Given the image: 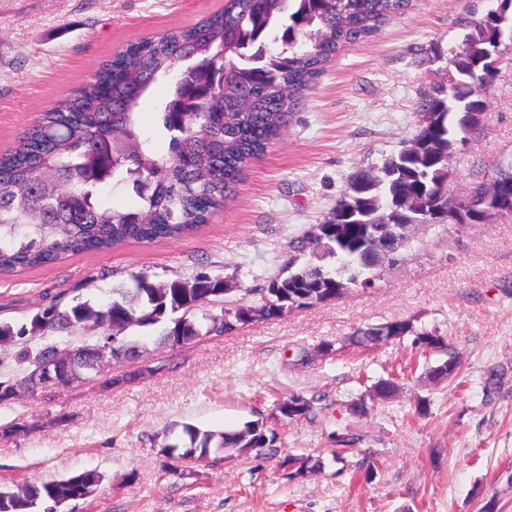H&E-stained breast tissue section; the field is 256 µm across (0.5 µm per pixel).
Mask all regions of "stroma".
<instances>
[{
  "instance_id": "stroma-1",
  "label": "stroma",
  "mask_w": 512,
  "mask_h": 512,
  "mask_svg": "<svg viewBox=\"0 0 512 512\" xmlns=\"http://www.w3.org/2000/svg\"><path fill=\"white\" fill-rule=\"evenodd\" d=\"M224 0H0V153L14 149L39 114L85 82L127 43L194 25ZM490 0H413L408 12L339 52L291 120L208 224L181 240L131 243L68 255L54 264L0 274V321L19 325L60 293L99 301L112 284L143 272L155 281L203 272L229 281L230 302L257 305V289L281 269L291 242L320 223L360 166L397 152L416 130L424 86L445 80L434 50H447L461 22ZM480 130L451 160V195L512 168V66L489 90ZM416 319L443 336L459 375L435 384L412 337L369 351L346 346L368 324ZM152 374L107 385L127 364L58 392L20 391L0 405V486L95 469L97 494L65 512H512V219L431 224L371 288L328 304L250 322L228 335L179 348L137 332ZM332 344L329 355L319 348ZM505 369L487 398V368ZM397 395L352 413V400L388 374ZM322 397L314 419L277 420L273 403ZM430 410L416 411L420 399ZM258 419L282 452L320 459L286 477L276 461L225 456L173 467L160 448L174 424L236 429ZM360 434L335 459V432ZM374 456L364 475L359 462Z\"/></svg>"
}]
</instances>
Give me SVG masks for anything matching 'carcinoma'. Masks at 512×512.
<instances>
[{"label": "carcinoma", "instance_id": "obj_1", "mask_svg": "<svg viewBox=\"0 0 512 512\" xmlns=\"http://www.w3.org/2000/svg\"><path fill=\"white\" fill-rule=\"evenodd\" d=\"M467 25L444 60L450 79L420 93L419 123L411 144L396 152L397 164L380 172L357 169L327 220L311 225L290 244L306 252L318 242L343 241L339 256L318 271L298 275V257L266 281L260 293L269 302L246 305V321L279 318L274 308L332 302L349 288L340 257L359 248L370 224L386 234L411 219L431 220L441 210L452 217L463 197L448 195V156L454 140L472 135L487 108L489 89L512 44V0ZM410 0H225L201 22L131 42L105 60L73 93L52 105L27 127L18 146L0 154V273L47 266L66 254L103 252L128 243L180 240L209 223L240 183L246 164L264 153L286 126L300 97L324 66L349 45L375 35L388 19L407 11ZM172 82L160 113L170 134L168 149L142 133L140 100L155 85ZM126 186L139 198L133 210L112 209L103 195ZM224 279L207 275L153 282L146 274L110 289L107 301L69 305L53 302L19 327L0 322V342L15 346L16 379L0 381L6 391L41 366L52 363L60 346L82 332L111 342L112 361L128 360L123 330L160 327L159 342L170 336H221L234 331L224 316L204 305L224 297ZM413 337V343L441 358L429 367L435 383L458 375L459 361L444 337L419 329L414 320H394L357 329L353 346H372ZM322 398L300 394L275 403L283 419H309ZM277 433L264 421L240 429L181 425L177 441L161 452L192 464L208 465L211 455L233 449L266 460L276 455ZM289 476L321 468L310 455H287ZM103 481L97 470L25 482L0 490V512H62L74 500L94 496Z\"/></svg>", "mask_w": 512, "mask_h": 512}]
</instances>
